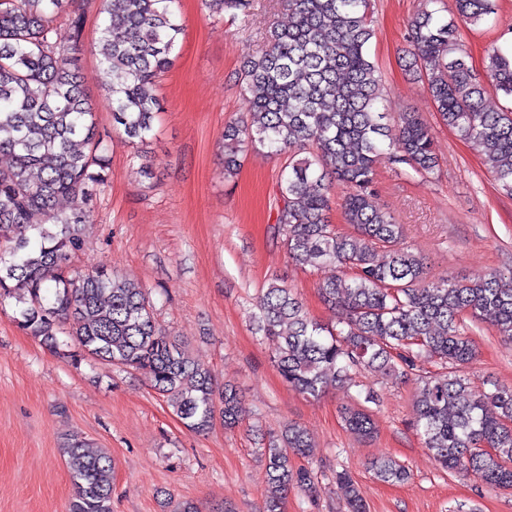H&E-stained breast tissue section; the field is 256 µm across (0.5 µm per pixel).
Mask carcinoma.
Instances as JSON below:
<instances>
[{
	"instance_id": "obj_1",
	"label": "carcinoma",
	"mask_w": 512,
	"mask_h": 512,
	"mask_svg": "<svg viewBox=\"0 0 512 512\" xmlns=\"http://www.w3.org/2000/svg\"><path fill=\"white\" fill-rule=\"evenodd\" d=\"M72 0H0V300L22 304L20 325L51 345L57 334L88 355L142 371L151 387L192 431L220 417L242 420L240 398L218 387L181 343L157 327L140 286L115 273H76L78 225L89 221L106 184L108 158L78 66L84 52L83 15ZM99 79L108 93L113 129L132 144L147 142L160 110L156 81L168 72L184 26L179 0H99ZM252 0H204L213 17L249 12ZM290 22L274 27L240 80L251 112L224 129V177H235L248 149L288 155L278 182L277 224L289 256L326 270L322 301L341 312L338 327L314 320L291 289L269 283L252 313L258 332L277 340L273 362L283 381L318 398L353 369L411 374L419 363L439 366L420 375L415 425L438 466L512 489V387L483 390L466 373L478 350L466 319L489 324L512 340V269L479 281L427 278L424 259L400 245L402 225L376 199L383 159L422 178L438 173L431 126L384 107V85L368 43L375 36L369 0H286ZM495 0H456L444 16L423 8L411 20L405 70L425 86L440 123L475 144L499 189L512 196V109L484 107L485 84L463 49L461 30L494 13ZM66 16L70 35L60 39ZM494 89L512 98V50H487ZM344 183V216L351 231L330 223L333 181ZM68 210H57L59 201ZM347 429L375 432L361 407L342 413ZM313 447L306 430L288 424L258 449L269 490L262 512H283L290 489L312 497L317 473L295 466ZM489 448L494 455L483 452ZM70 459L74 496L69 512H112V457L76 443ZM383 482L409 472L392 458L371 462ZM348 512H366L356 482L335 472Z\"/></svg>"
}]
</instances>
